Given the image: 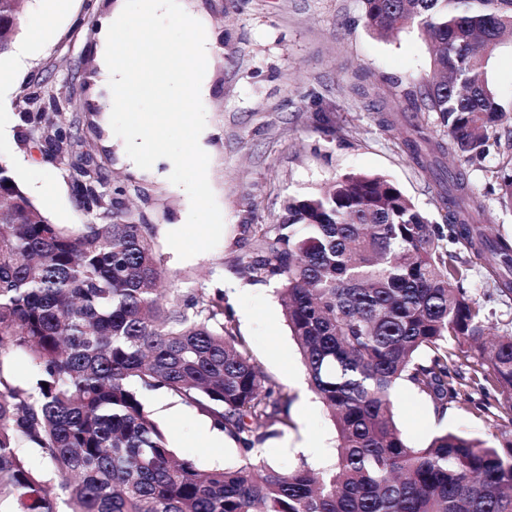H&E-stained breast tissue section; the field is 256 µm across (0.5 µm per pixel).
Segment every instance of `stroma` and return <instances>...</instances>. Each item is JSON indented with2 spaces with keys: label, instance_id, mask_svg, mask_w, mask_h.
I'll list each match as a JSON object with an SVG mask.
<instances>
[{
  "label": "stroma",
  "instance_id": "obj_1",
  "mask_svg": "<svg viewBox=\"0 0 512 512\" xmlns=\"http://www.w3.org/2000/svg\"><path fill=\"white\" fill-rule=\"evenodd\" d=\"M55 3L50 13L44 0L24 4L13 44L33 50L26 74L11 89L9 108L0 112V124L13 132L0 145V161L51 222L78 228L102 221L98 210L79 202L76 167L80 157H92L105 189L122 187L123 207L138 223L151 225L164 288L223 295L224 310L250 356L280 390L285 415L257 459L291 469L302 457L295 446L306 439L320 443L323 457L332 459L336 428L309 387L277 294L279 283L254 281L244 262L256 227L276 223L288 198L320 192L348 172L393 180L419 210L442 223L432 176L403 151V125L384 128L381 113L369 110L367 99L354 92L359 85L373 87L404 109L406 123L438 127L435 113L411 110L409 102L432 76L430 43L414 27L379 38L364 24L362 0H184L216 44L212 88L202 102L211 128L204 141L208 180L224 230L215 249L182 260L167 234L184 225L190 202L168 179L171 162L156 161L152 174L134 167L110 125L111 91L101 78L98 43L115 0ZM14 49L0 55V71L13 68ZM488 79L507 107L503 125L512 128V44L495 51ZM40 90L66 100L62 113L28 111L27 98ZM60 126L71 138L55 152L48 140ZM502 153L490 146L465 175L481 206L479 223L490 234L512 236V211L499 202ZM42 185L50 187V196L39 193ZM456 253L495 332L512 330V300L499 295L480 260L461 246ZM393 402L398 425L414 446L446 431L481 439L494 432L491 421L466 408L437 414L430 399L405 382L394 389ZM146 404L175 452L200 469L242 464L233 440L210 439L206 416L167 395H148Z\"/></svg>",
  "mask_w": 512,
  "mask_h": 512
}]
</instances>
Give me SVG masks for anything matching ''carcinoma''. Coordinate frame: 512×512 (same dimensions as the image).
<instances>
[{
  "instance_id": "cac0c4a2",
  "label": "carcinoma",
  "mask_w": 512,
  "mask_h": 512,
  "mask_svg": "<svg viewBox=\"0 0 512 512\" xmlns=\"http://www.w3.org/2000/svg\"><path fill=\"white\" fill-rule=\"evenodd\" d=\"M24 0H0V55ZM381 37L415 25L437 46V79L411 98L440 128L403 140L418 166L488 152L505 109L487 80L512 43V0H364ZM40 112H61L33 93ZM81 199L110 222L52 223L0 161V512H512V333L492 335L465 286L460 243L512 299V238L474 223L465 172L448 171L446 225L431 223L394 182L347 173L288 199L260 229L246 269L281 280L284 316L312 391L335 422L337 454L319 471L251 459L271 436L281 396L253 362L224 297L164 301L151 227L78 168ZM23 354L20 384L4 364ZM411 383L445 412L492 416L495 444L446 432L412 446L392 390ZM163 391L206 415L244 463L203 471L177 455L143 394ZM42 466L35 468L31 456Z\"/></svg>"
}]
</instances>
